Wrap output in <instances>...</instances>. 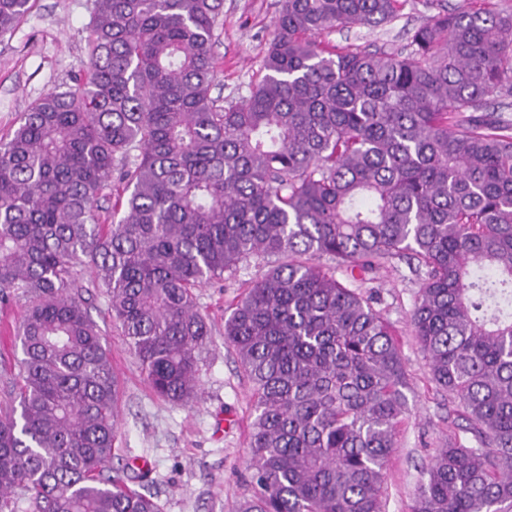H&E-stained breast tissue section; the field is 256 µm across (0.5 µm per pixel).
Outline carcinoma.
Returning a JSON list of instances; mask_svg holds the SVG:
<instances>
[{
  "instance_id": "carcinoma-1",
  "label": "carcinoma",
  "mask_w": 512,
  "mask_h": 512,
  "mask_svg": "<svg viewBox=\"0 0 512 512\" xmlns=\"http://www.w3.org/2000/svg\"><path fill=\"white\" fill-rule=\"evenodd\" d=\"M427 3L401 56L316 40L389 23L400 0H282L264 76L221 104L224 0H91L86 69L0 137V305L25 304L0 512L18 495L33 512H160L150 470L109 467L117 380L81 271L182 405L210 339L195 289L252 257L270 266L224 319L254 409L234 512H384L402 355L308 254L424 270L411 325L465 438L438 450L413 512H512V128L490 111L512 96V14ZM30 8L0 0V37Z\"/></svg>"
}]
</instances>
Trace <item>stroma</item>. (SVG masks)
I'll return each instance as SVG.
<instances>
[{
    "mask_svg": "<svg viewBox=\"0 0 512 512\" xmlns=\"http://www.w3.org/2000/svg\"><path fill=\"white\" fill-rule=\"evenodd\" d=\"M282 0H224V15L213 46V96L239 101L263 76L261 62L272 38ZM426 0H404L391 23L353 26L320 35L336 51L409 52V33L430 11ZM89 0H33L28 17L0 41V136L10 133L21 113L52 90L72 86L87 59ZM267 269L250 259L223 281L196 291L211 328L199 361V392L188 406L158 397L138 359L112 323L105 294L90 289L89 312L102 331L119 381L118 434L112 449L116 465H148L161 512H232L250 495L245 471L252 421L250 386L234 349L224 341L229 306ZM422 273L407 260L393 259L363 274L355 285L388 323L406 368L407 413L398 429L397 449L386 475L385 512H411L416 488L438 448L459 434L457 404L430 379L428 361L410 327ZM17 302L0 311V410L14 397L21 356L14 328L23 315Z\"/></svg>",
    "mask_w": 512,
    "mask_h": 512,
    "instance_id": "obj_1",
    "label": "stroma"
}]
</instances>
